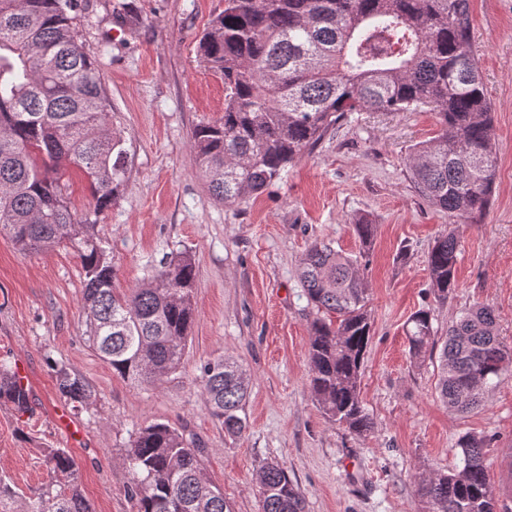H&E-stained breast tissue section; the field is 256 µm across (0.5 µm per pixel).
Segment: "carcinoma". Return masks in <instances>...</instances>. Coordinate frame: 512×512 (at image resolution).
Instances as JSON below:
<instances>
[{
    "mask_svg": "<svg viewBox=\"0 0 512 512\" xmlns=\"http://www.w3.org/2000/svg\"><path fill=\"white\" fill-rule=\"evenodd\" d=\"M80 0H0V235L38 252L68 243L84 271L82 304L89 346L133 383L154 386L182 364L195 321L196 268L188 253L166 257L149 281L119 293L99 216L126 180L121 135L96 61L79 42ZM198 53L224 80V116L198 126L192 147L211 197L233 204L263 192L349 112L428 107L433 140L413 147L406 167L419 195L468 224L487 210L496 179L497 142L482 73L471 43L467 0H224ZM86 176L93 209L72 213L57 166ZM458 240L435 242L428 269L441 301L457 288ZM361 258L312 245L299 263L308 301L336 314L317 318L309 340L310 390L329 421L356 435L371 430L359 399L371 338ZM407 330L416 358L438 355L435 388L452 411L478 408L486 390L512 373V348L496 333L492 309H469L437 337L430 311ZM59 393L76 408L92 398L79 373L56 366ZM211 415L232 438L248 423L250 375L217 357L200 366ZM0 401L28 410V391L0 364ZM486 439L458 442L461 468L417 476L428 512H498L486 465ZM49 470L29 500L0 477V512H94L65 448L42 449ZM203 449L168 422L132 438L127 494L136 512H233L208 476ZM261 512H305L299 488L277 462L258 472Z\"/></svg>",
    "mask_w": 512,
    "mask_h": 512,
    "instance_id": "cac0c4a2",
    "label": "carcinoma"
}]
</instances>
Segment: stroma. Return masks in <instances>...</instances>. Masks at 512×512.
Segmentation results:
<instances>
[{"mask_svg": "<svg viewBox=\"0 0 512 512\" xmlns=\"http://www.w3.org/2000/svg\"><path fill=\"white\" fill-rule=\"evenodd\" d=\"M224 0H83L80 40L97 62L127 149L128 180L100 216L114 286L126 292L162 258L189 253L196 265V319L181 367L155 387L113 374L85 341L84 273L71 246L23 253L0 236V362L21 363L29 409L0 403V474L23 496L48 479L41 451L65 448L95 512H134L124 462L135 432L155 421L204 450L210 478L234 512H261L257 468L281 464L306 512H427L416 477L458 469L457 443L489 440L494 494L512 512V376L488 389L482 407L454 413L435 390L437 359L409 352L406 326L430 311L439 333L462 312L493 309L512 346V0H469L471 36L493 111L497 168L492 203L476 224H454L415 191L405 159L435 136L434 113L350 112L262 193L214 202L191 147L196 126L224 113V82L200 63L197 45ZM376 226L363 271L372 336L360 398L372 428L358 436L324 416L309 390L308 346L317 311L298 265L314 243L358 254V220ZM455 228L457 288L438 301L427 258ZM239 361L252 378L246 432L225 435L206 404L204 361ZM95 390L69 407L54 364ZM78 430L67 438L56 415Z\"/></svg>", "mask_w": 512, "mask_h": 512, "instance_id": "35a3bbf8", "label": "stroma"}]
</instances>
